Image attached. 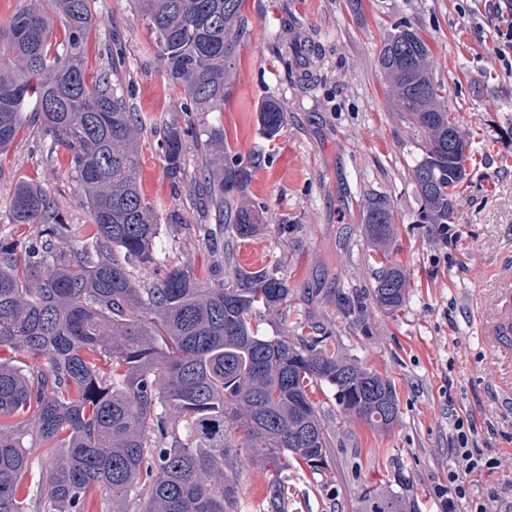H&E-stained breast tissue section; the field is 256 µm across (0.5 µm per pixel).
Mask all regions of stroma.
<instances>
[{
	"label": "stroma",
	"mask_w": 512,
	"mask_h": 512,
	"mask_svg": "<svg viewBox=\"0 0 512 512\" xmlns=\"http://www.w3.org/2000/svg\"><path fill=\"white\" fill-rule=\"evenodd\" d=\"M95 24L86 43L89 64H108L120 50L119 80L132 111L146 119L140 134V185L159 213L179 212L177 231L162 230L160 258L192 265L199 276L225 255L247 270L268 264L294 287L291 316L265 314L264 336L330 332L341 353L388 376L400 420L380 432L346 417L326 384H313L332 437L324 472L294 468L288 512H360L366 490L395 491L396 472L410 477L418 512H473L497 496L512 512V398L502 378L512 364L488 348L476 311L494 300L499 273L512 268V75L495 52L496 17L484 0H245L246 34L219 112L186 111L154 50V35L128 0H93ZM408 23L427 43L433 80L460 116L466 138L465 180L454 199V246L433 244L419 223L412 166L423 140L398 112L378 64L385 32ZM276 100L287 124L276 139L263 133L262 104ZM223 127L233 153L262 163L237 200L263 212L265 228L251 239L214 248L198 233L214 217L190 205V184L173 187L159 148L166 125ZM36 126L22 123L0 152V241L34 236V225L9 220V201L21 182L54 198L64 223L85 224L89 213L64 153L47 155ZM385 198L397 215L392 249L409 288L394 313L378 309L373 251L363 212ZM362 297V319L343 318L336 295ZM474 419L492 469L474 473L466 498L438 496L455 460L448 451L450 414Z\"/></svg>",
	"instance_id": "obj_1"
}]
</instances>
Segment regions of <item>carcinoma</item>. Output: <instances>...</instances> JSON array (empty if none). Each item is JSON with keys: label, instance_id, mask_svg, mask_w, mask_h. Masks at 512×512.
Returning a JSON list of instances; mask_svg holds the SVG:
<instances>
[{"label": "carcinoma", "instance_id": "1", "mask_svg": "<svg viewBox=\"0 0 512 512\" xmlns=\"http://www.w3.org/2000/svg\"><path fill=\"white\" fill-rule=\"evenodd\" d=\"M244 0H131L154 34L169 77L188 112L224 107V76L245 30ZM91 0H36L0 22V151L21 115L42 130V147L67 151L89 209L88 224H66L42 187L18 184L10 199L16 224L37 234L0 245V512H84L89 493L125 512H245L240 455L269 473L260 512H288V459L328 467L330 442L308 387L324 382L348 417L389 431L400 420L390 378L336 351L322 336H262L264 310L288 317L293 292L274 267L225 263L208 281L189 265L157 258L162 225L139 183L141 117L130 111L111 70H91L86 39ZM378 63L398 111L424 137L412 182L420 222L447 224L453 190L465 176L467 143L444 87L429 72L425 41L400 24L381 41ZM268 136L286 124L273 100L260 110ZM167 126L160 148L175 186L187 179L185 137ZM202 141L200 172L219 230L249 239L259 211L233 206L256 161L225 151L224 129ZM365 234L380 253L371 297L392 313L405 302L407 271L387 246L396 216L382 199L368 203ZM151 268L135 284L129 268ZM32 448L56 454L37 489L23 492ZM401 491L367 492L360 512H417L410 480Z\"/></svg>", "mask_w": 512, "mask_h": 512}]
</instances>
